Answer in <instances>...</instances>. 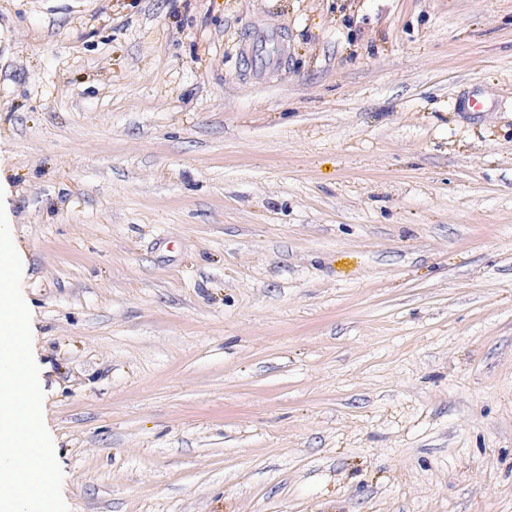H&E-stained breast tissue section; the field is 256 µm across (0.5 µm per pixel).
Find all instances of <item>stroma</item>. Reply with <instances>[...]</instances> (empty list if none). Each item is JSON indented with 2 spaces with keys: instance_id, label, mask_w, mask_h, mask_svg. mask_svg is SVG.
Instances as JSON below:
<instances>
[{
  "instance_id": "1",
  "label": "stroma",
  "mask_w": 512,
  "mask_h": 512,
  "mask_svg": "<svg viewBox=\"0 0 512 512\" xmlns=\"http://www.w3.org/2000/svg\"><path fill=\"white\" fill-rule=\"evenodd\" d=\"M0 185L70 512H512V0H0Z\"/></svg>"
}]
</instances>
